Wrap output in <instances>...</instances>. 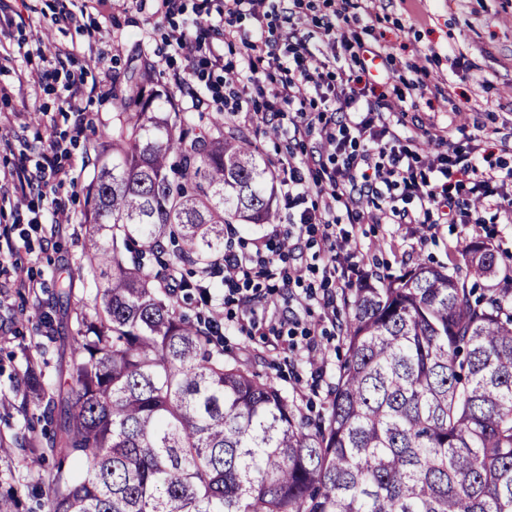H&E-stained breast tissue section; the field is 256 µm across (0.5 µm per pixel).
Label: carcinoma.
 <instances>
[{"label":"carcinoma","instance_id":"cac0c4a2","mask_svg":"<svg viewBox=\"0 0 512 512\" xmlns=\"http://www.w3.org/2000/svg\"><path fill=\"white\" fill-rule=\"evenodd\" d=\"M152 68L112 78V134L93 142L65 382L29 371L24 405L55 465L48 512H512V287L484 242L452 269L420 262L344 298L347 357L313 419L224 338L180 313L182 267L209 279L234 224H274L275 171L224 113L158 112ZM44 356L56 342L40 313ZM14 488L0 512H19Z\"/></svg>","mask_w":512,"mask_h":512}]
</instances>
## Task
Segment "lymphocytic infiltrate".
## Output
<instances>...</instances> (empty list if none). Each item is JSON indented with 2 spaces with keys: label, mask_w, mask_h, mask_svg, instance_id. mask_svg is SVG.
<instances>
[{
  "label": "lymphocytic infiltrate",
  "mask_w": 512,
  "mask_h": 512,
  "mask_svg": "<svg viewBox=\"0 0 512 512\" xmlns=\"http://www.w3.org/2000/svg\"><path fill=\"white\" fill-rule=\"evenodd\" d=\"M344 12H337L334 21L326 22L323 35L334 46V53L319 55L309 36L291 30L287 37L292 41L291 66L274 88H266L259 73H251L249 83L257 93H268L267 110L280 112L282 106L303 103L307 94H318L332 112V120L316 124L310 113L298 111L293 124L294 139L307 138L312 130H319L322 145L331 150L333 166L323 167L319 191L323 198L321 211L303 210L289 216L286 223L274 225L271 238L289 240L301 237L322 226L323 238L329 243L324 252L323 274L336 273V249L331 240L336 230L330 217L337 207H344L348 216L360 219L364 212V198H387L380 207L378 220L406 219L416 223L430 218L433 212L451 217L462 224L480 223V205H487L512 215V194L506 187L512 183V168L500 162L478 163L480 145H472L468 151L455 149L437 154L426 171H418V157L413 138L403 137L395 127L392 116L399 106L388 98L377 97L372 83L354 78L341 89L325 88L324 71L336 66L341 51H355L380 57L381 51L364 43L351 42L347 36ZM65 180L67 174L56 164L54 151L42 154L35 169L19 166L12 175L14 192L18 199L41 197L46 176ZM400 189V196H393V189ZM256 254L236 252L225 247L222 259L224 284L228 287H250L255 280L274 275V265L264 257L263 240H256Z\"/></svg>",
  "instance_id": "1"
}]
</instances>
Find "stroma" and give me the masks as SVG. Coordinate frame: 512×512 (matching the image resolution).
I'll return each instance as SVG.
<instances>
[{"label":"stroma","instance_id":"stroma-1","mask_svg":"<svg viewBox=\"0 0 512 512\" xmlns=\"http://www.w3.org/2000/svg\"><path fill=\"white\" fill-rule=\"evenodd\" d=\"M155 0H0V226L25 225L29 213L18 207L11 175L23 164L35 165L48 144L57 147L58 163L68 173L63 185L48 182L39 201L43 224L52 223L50 200L68 202L73 223L55 233L16 237V254L0 265V439L12 442L32 436L35 410H23L25 360L20 345H35L39 313L60 284H70L76 300L86 297L81 278L71 272L82 253L87 226L83 222V186L94 168L87 147L112 127L115 110L109 76L132 65L153 67L154 102L162 112H216L224 101L227 72L246 67L268 71L267 62L247 57L244 43L265 33L280 57L288 47L280 35L289 25L302 33L320 34L324 22L341 9L340 0H285L283 8L257 22L250 13L218 16L212 0H175L164 15ZM346 28L369 46H382L386 56L372 69L388 77L383 91L401 102L398 114L405 134H418V153L428 156L439 140L460 148L478 143L512 167V0H349ZM235 33L225 41V30ZM186 31L191 37L220 44L222 61H188L174 52L170 40ZM81 84L76 100L84 110L85 131L73 133L74 114L64 87ZM241 115L229 123L253 139L268 160L286 152L306 156L318 152V137L292 140L294 112L283 111L271 123L247 119L259 101L250 88H238ZM479 224L353 223L338 213L336 232L348 236L349 252L339 255L340 275L322 280L325 242L321 231L304 236L298 246L276 259L281 276L300 277L295 293L267 288L257 305L262 335H250L242 311L228 300L221 275H214L211 297L184 306L216 319L224 335V354L241 367L271 377L293 397L304 413L317 416L327 407L346 350L323 307L324 297L342 300L348 279L343 270L398 276L423 259L449 265L457 246L487 242L499 258L496 277L479 280V288H500L512 277V223L492 208L483 209ZM294 315L314 330L311 356L294 351V339L280 323ZM14 478L0 488L16 487L23 504L45 498L32 479L48 470L38 455L17 454Z\"/></svg>","mask_w":512,"mask_h":512}]
</instances>
